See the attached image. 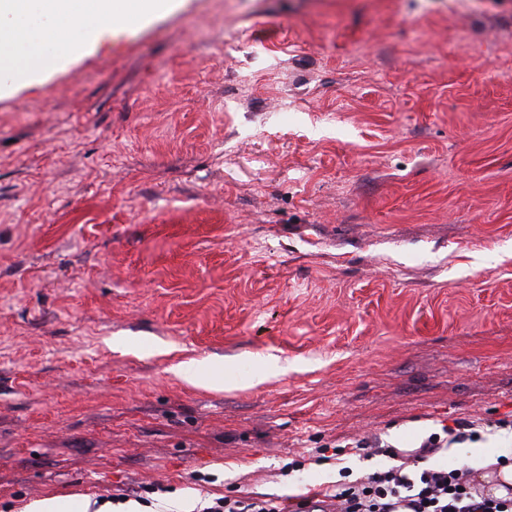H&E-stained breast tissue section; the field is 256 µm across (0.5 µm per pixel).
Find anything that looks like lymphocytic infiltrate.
<instances>
[{"instance_id": "1", "label": "lymphocytic infiltrate", "mask_w": 512, "mask_h": 512, "mask_svg": "<svg viewBox=\"0 0 512 512\" xmlns=\"http://www.w3.org/2000/svg\"><path fill=\"white\" fill-rule=\"evenodd\" d=\"M480 433L474 422H460L444 434L433 433L411 450L393 451L394 466L355 483L337 484L314 505L304 497L292 508L271 497H222L202 512H512V497L477 492L462 467H427V459L442 448L474 442Z\"/></svg>"}]
</instances>
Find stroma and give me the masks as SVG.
<instances>
[{
	"label": "stroma",
	"instance_id": "35a3bbf8",
	"mask_svg": "<svg viewBox=\"0 0 512 512\" xmlns=\"http://www.w3.org/2000/svg\"><path fill=\"white\" fill-rule=\"evenodd\" d=\"M463 421L512 463V0H183L0 98V512Z\"/></svg>",
	"mask_w": 512,
	"mask_h": 512
}]
</instances>
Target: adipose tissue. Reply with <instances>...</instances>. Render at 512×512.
Segmentation results:
<instances>
[{
    "instance_id": "adipose-tissue-1",
    "label": "adipose tissue",
    "mask_w": 512,
    "mask_h": 512,
    "mask_svg": "<svg viewBox=\"0 0 512 512\" xmlns=\"http://www.w3.org/2000/svg\"><path fill=\"white\" fill-rule=\"evenodd\" d=\"M127 0H92L85 13L72 0H0V95L39 82L127 28Z\"/></svg>"
}]
</instances>
